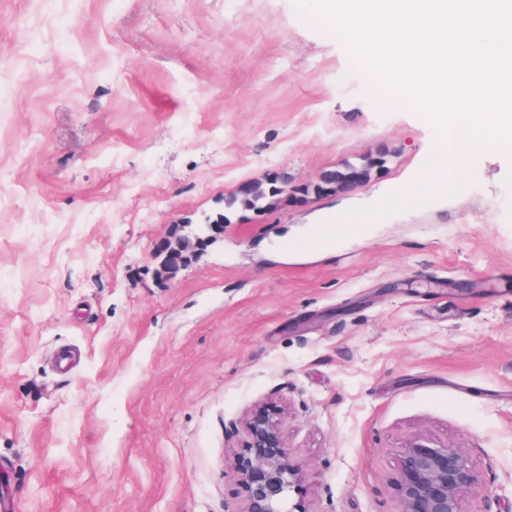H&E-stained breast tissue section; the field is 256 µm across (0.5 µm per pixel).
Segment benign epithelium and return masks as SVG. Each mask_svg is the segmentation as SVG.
Instances as JSON below:
<instances>
[{"label": "benign epithelium", "instance_id": "1", "mask_svg": "<svg viewBox=\"0 0 512 512\" xmlns=\"http://www.w3.org/2000/svg\"><path fill=\"white\" fill-rule=\"evenodd\" d=\"M212 242L211 235L174 227L157 245L158 273L173 278ZM280 414L276 406L259 404L243 419L246 444L226 460L241 498L237 512H308L301 498L305 465L288 449ZM478 485V476L460 448L420 434L402 450L395 482L400 512H467L465 497ZM292 493L298 495L293 504L289 503Z\"/></svg>", "mask_w": 512, "mask_h": 512}]
</instances>
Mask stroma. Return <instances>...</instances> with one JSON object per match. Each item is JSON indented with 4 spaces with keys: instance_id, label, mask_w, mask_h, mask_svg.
<instances>
[{
    "instance_id": "1",
    "label": "stroma",
    "mask_w": 512,
    "mask_h": 512,
    "mask_svg": "<svg viewBox=\"0 0 512 512\" xmlns=\"http://www.w3.org/2000/svg\"><path fill=\"white\" fill-rule=\"evenodd\" d=\"M292 0H0V500L238 512L257 404L308 512H399L402 448H462L512 512V150L460 193L308 240L416 181L434 127ZM354 191L225 225L169 282L171 225L269 173ZM386 152H380L375 157H369L362 160L361 163H347L336 169L327 170L328 176H333V182H326L324 179H318L313 182L296 184L293 188L299 194L307 196H324L329 194H336L337 188L347 185L351 172L354 170L364 171L367 179L370 180L371 175L375 169L382 168L386 164Z\"/></svg>"
}]
</instances>
